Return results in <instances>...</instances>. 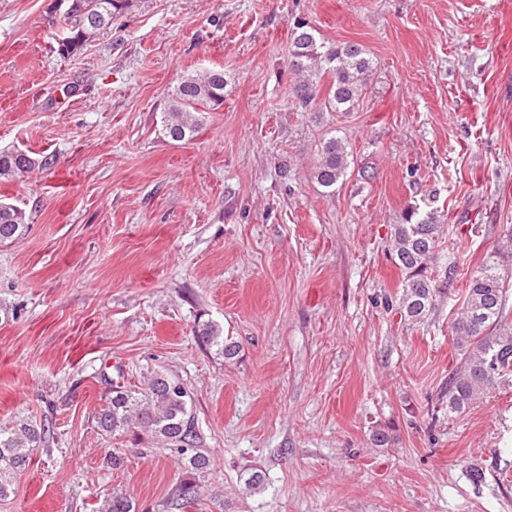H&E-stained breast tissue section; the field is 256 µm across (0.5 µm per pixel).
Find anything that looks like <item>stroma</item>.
I'll use <instances>...</instances> for the list:
<instances>
[{"label":"stroma","instance_id":"obj_1","mask_svg":"<svg viewBox=\"0 0 512 512\" xmlns=\"http://www.w3.org/2000/svg\"><path fill=\"white\" fill-rule=\"evenodd\" d=\"M300 19L367 49L353 111L292 98ZM64 27L52 0H0V150L53 161L0 181L29 224L0 243V424L50 427L0 512L116 493L168 512L181 461L97 424L113 388L158 372L189 391L210 459L187 512H512V376L460 414L442 396L465 282L512 244V0H130L68 57ZM212 68L223 105L169 139L173 87ZM331 136L350 164L326 189ZM412 208L444 226L436 268L458 262L418 324L391 306L388 251ZM204 321L234 360L198 343ZM349 155L345 143L335 136L321 142L313 167L316 182L326 189L336 187V184L346 175ZM194 334L198 341L206 347H218V350L224 355V359L231 361L237 354L239 345L232 341V338H224L223 328L214 322H204L198 324L194 330Z\"/></svg>","mask_w":512,"mask_h":512}]
</instances>
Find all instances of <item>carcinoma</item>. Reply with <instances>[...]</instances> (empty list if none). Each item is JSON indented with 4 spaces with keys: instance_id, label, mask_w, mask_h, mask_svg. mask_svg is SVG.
Segmentation results:
<instances>
[{
    "instance_id": "cac0c4a2",
    "label": "carcinoma",
    "mask_w": 512,
    "mask_h": 512,
    "mask_svg": "<svg viewBox=\"0 0 512 512\" xmlns=\"http://www.w3.org/2000/svg\"><path fill=\"white\" fill-rule=\"evenodd\" d=\"M129 0H54V9L64 19L69 41L60 43L57 52L74 55L88 43L82 32L87 19L98 18L96 33L110 28L112 19L128 7ZM289 67L295 81L292 97L306 110L319 97L324 78L330 85L321 106L329 112H348L359 101L369 79L372 64L364 46L355 42L340 45L317 40L306 22H297L291 31ZM224 71L207 69L179 81L162 130L174 141H191L200 129L199 115L224 101ZM36 166L21 150H0V180L22 178ZM349 152L345 143L330 137L320 143L313 176L323 188L336 186L346 175ZM27 229L25 213L17 206L0 202V242L15 240ZM442 225L430 214L411 212L391 232L395 264L405 274L398 309L400 317L416 324L436 307L448 291L455 266L440 274L432 263ZM512 278L503 268L501 254L487 256L468 280L463 312L452 332L460 341L461 357L448 373L444 396L448 413L469 409L504 376L512 372V322L507 305L512 296ZM194 334L206 347H218L224 359L231 361L239 345L224 337L223 328L214 322L197 325ZM192 399L180 380L157 373L146 388L117 387L109 404L100 413V425L108 430L141 428L161 438L179 456L186 459V478L172 498L176 509L195 503L200 497V478L208 470L209 458L198 448V434L191 413ZM49 429L29 418L0 427V500L13 492L16 475L25 469L34 449L45 443ZM100 512H134L126 496L115 494L104 501Z\"/></svg>"
}]
</instances>
